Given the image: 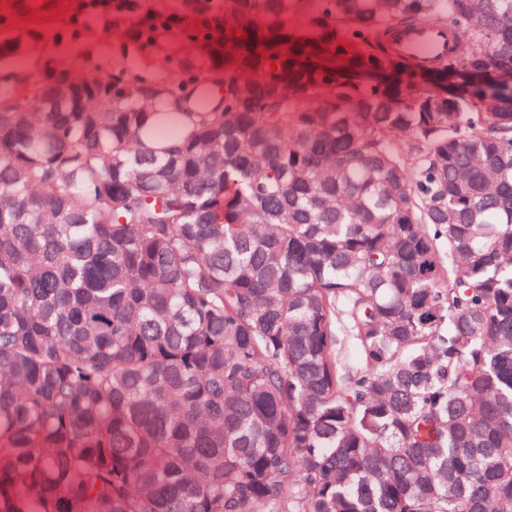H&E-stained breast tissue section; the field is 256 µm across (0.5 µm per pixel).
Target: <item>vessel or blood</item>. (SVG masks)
<instances>
[{
    "instance_id": "obj_1",
    "label": "vessel or blood",
    "mask_w": 512,
    "mask_h": 512,
    "mask_svg": "<svg viewBox=\"0 0 512 512\" xmlns=\"http://www.w3.org/2000/svg\"><path fill=\"white\" fill-rule=\"evenodd\" d=\"M388 41L395 55L424 66L450 55L454 48V40L447 31L428 21L395 27Z\"/></svg>"
}]
</instances>
